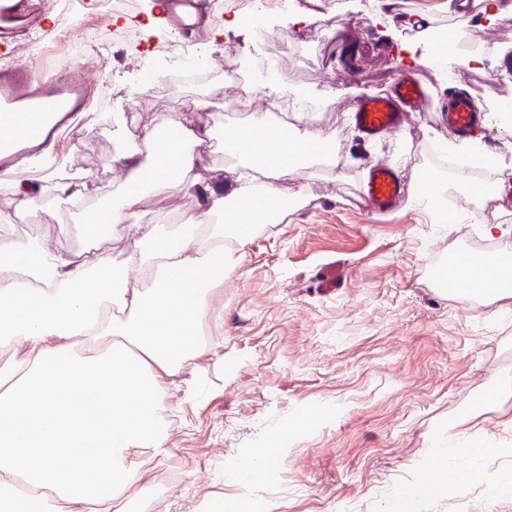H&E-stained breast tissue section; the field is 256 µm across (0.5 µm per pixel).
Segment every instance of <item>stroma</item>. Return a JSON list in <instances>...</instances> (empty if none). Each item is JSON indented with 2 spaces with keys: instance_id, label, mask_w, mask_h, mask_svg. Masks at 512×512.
I'll list each match as a JSON object with an SVG mask.
<instances>
[{
  "instance_id": "obj_1",
  "label": "stroma",
  "mask_w": 512,
  "mask_h": 512,
  "mask_svg": "<svg viewBox=\"0 0 512 512\" xmlns=\"http://www.w3.org/2000/svg\"><path fill=\"white\" fill-rule=\"evenodd\" d=\"M318 19L295 28L283 12L267 15L284 67L266 66L251 31L226 27L197 34L222 66L257 73L259 88L248 111L268 108L269 78L288 90L325 93V111L298 121L316 135H333L334 155L304 163L278 181L282 197L304 186L305 200L274 224L255 220L252 241L234 256V270L210 294V312L198 328L202 350L182 364L177 385L160 391L161 411L173 412L164 454L137 458L141 479L118 512H206L222 499L223 512H394L395 498L415 485L431 484L421 512H512V302L464 292H444L431 268L474 250H500L503 240L484 234L485 223L512 226V208L492 200L487 222L466 216L454 224L432 222L427 205L401 201L387 216L362 209L357 192L370 166L391 163L409 187L422 170L438 174L453 209L465 208L466 185L443 172L433 141L434 115L408 113L401 132L368 139L350 119L363 90L389 89L407 65L397 44L404 25L381 29L361 0H320ZM86 44L82 57H56L71 76L97 71L110 92L137 103L150 70L160 82L149 112L104 113L93 124L70 126L49 152L52 162L73 167L85 188L76 203L59 197V175L50 165L31 169L36 185L30 208L0 194V238L20 246L44 242L63 253L91 252L94 259L128 264L136 230L122 227L91 237L87 214L120 207L132 188L128 171L115 165L134 152L154 162L145 130L168 119L169 103H184L186 125H208L214 136L196 147L202 184L215 170H235L226 159L224 133L235 119L196 109L194 85L168 79L169 61L154 51L158 29L140 32L136 43L101 53L93 21L67 29ZM471 46L498 52L512 48V9L490 26L470 21ZM506 87L478 89L479 70L457 66L452 78L435 69L426 76L436 89L471 91L487 120L478 134L492 150L512 143V124L497 104ZM341 179H333L331 168ZM196 191L172 186L146 196L142 208L167 233L199 210ZM343 268L345 280L329 291L320 280L326 266ZM457 424L468 448L469 468L484 482L451 491L435 483L419 461ZM494 442L502 452L486 459L476 450ZM269 449L278 477L257 478L242 466L256 449Z\"/></svg>"
}]
</instances>
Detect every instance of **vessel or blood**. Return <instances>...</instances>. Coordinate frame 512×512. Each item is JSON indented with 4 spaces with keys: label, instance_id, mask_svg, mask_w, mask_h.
<instances>
[{
    "label": "vessel or blood",
    "instance_id": "1",
    "mask_svg": "<svg viewBox=\"0 0 512 512\" xmlns=\"http://www.w3.org/2000/svg\"><path fill=\"white\" fill-rule=\"evenodd\" d=\"M164 18L178 24L182 33L198 30L194 0H160ZM59 33L49 23L42 0H0V55L11 56L18 36L35 35L44 29ZM430 99L426 82L416 73H401L390 90L360 99L352 109L357 127L370 138L400 131L404 115L419 111ZM89 85L60 71L40 66L11 64L0 69V176L14 177L26 169L29 155L47 147L71 122L83 119L97 105ZM449 135H465L476 125L478 115L470 93L450 97L442 116ZM407 185L391 164L372 167L363 180L361 197L370 210L391 211L405 196ZM485 263L481 252L450 262L441 284L459 285L462 272Z\"/></svg>",
    "mask_w": 512,
    "mask_h": 512
}]
</instances>
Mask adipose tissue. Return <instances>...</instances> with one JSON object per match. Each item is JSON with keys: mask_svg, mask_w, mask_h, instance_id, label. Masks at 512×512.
I'll list each match as a JSON object with an SVG mask.
<instances>
[{"mask_svg": "<svg viewBox=\"0 0 512 512\" xmlns=\"http://www.w3.org/2000/svg\"><path fill=\"white\" fill-rule=\"evenodd\" d=\"M436 44L427 26L400 51L414 66L445 67L458 58L483 64L482 56L461 55L456 42L444 56ZM171 128L173 166L147 172L136 155L116 159L138 182L99 221L136 227L131 266L0 239V504L11 512H112L141 477L137 458L163 454L161 385L175 381L183 358L200 350L197 329L212 288L224 279V239L245 250L248 203L278 195L274 180L257 181L255 165L270 157L277 176L289 174L332 143L306 130H280L259 142L251 127L228 133L229 146L255 142L241 154L230 222H212L224 207L212 192L183 233L165 235L146 220L141 198L175 182L196 188L193 149L211 136L202 125L175 121Z\"/></svg>", "mask_w": 512, "mask_h": 512, "instance_id": "ef3b65f1", "label": "adipose tissue"}]
</instances>
